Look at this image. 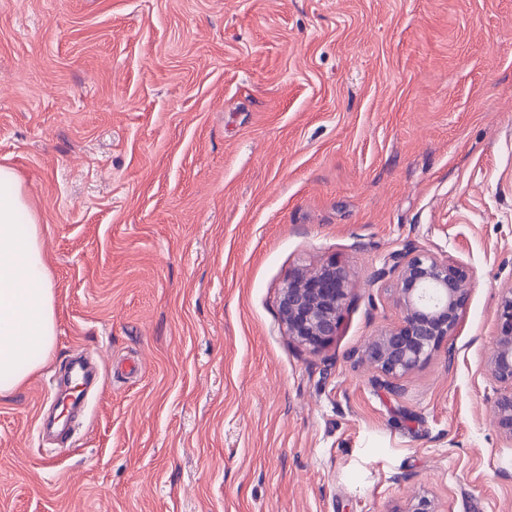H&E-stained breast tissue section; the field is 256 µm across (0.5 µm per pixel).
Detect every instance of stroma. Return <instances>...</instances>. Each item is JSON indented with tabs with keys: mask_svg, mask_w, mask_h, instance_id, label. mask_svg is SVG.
<instances>
[{
	"mask_svg": "<svg viewBox=\"0 0 512 512\" xmlns=\"http://www.w3.org/2000/svg\"><path fill=\"white\" fill-rule=\"evenodd\" d=\"M0 163L52 261L51 359L0 397V512H512L485 359L512 286V0H0ZM475 276L377 384L406 246ZM344 266L312 353L277 299ZM98 362L75 441L52 377Z\"/></svg>",
	"mask_w": 512,
	"mask_h": 512,
	"instance_id": "stroma-1",
	"label": "stroma"
}]
</instances>
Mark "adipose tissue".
<instances>
[{
  "instance_id": "1",
  "label": "adipose tissue",
  "mask_w": 512,
  "mask_h": 512,
  "mask_svg": "<svg viewBox=\"0 0 512 512\" xmlns=\"http://www.w3.org/2000/svg\"><path fill=\"white\" fill-rule=\"evenodd\" d=\"M56 336L51 261L16 170L0 165V396L50 358Z\"/></svg>"
}]
</instances>
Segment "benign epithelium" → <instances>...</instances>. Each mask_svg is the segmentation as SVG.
<instances>
[{
	"label": "benign epithelium",
	"mask_w": 512,
	"mask_h": 512,
	"mask_svg": "<svg viewBox=\"0 0 512 512\" xmlns=\"http://www.w3.org/2000/svg\"><path fill=\"white\" fill-rule=\"evenodd\" d=\"M395 280L400 321L369 342L365 359L377 372L375 382L402 391L404 378L425 365L454 335L468 304L474 274L448 257L412 247L385 261L379 277ZM346 269L328 262L315 270L298 268L280 289L278 314L287 336L319 351L338 335L352 302ZM497 342L485 361L498 385L494 421L499 435L512 443V287L498 308ZM404 512H439L424 495L411 498Z\"/></svg>",
	"instance_id": "obj_1"
}]
</instances>
